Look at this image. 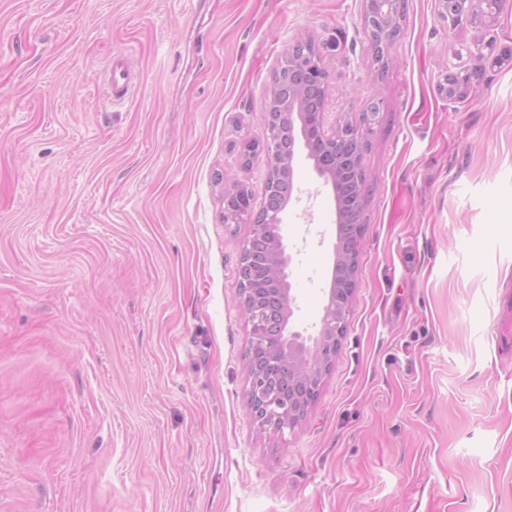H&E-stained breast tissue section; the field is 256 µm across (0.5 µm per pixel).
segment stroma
Returning <instances> with one entry per match:
<instances>
[{
    "mask_svg": "<svg viewBox=\"0 0 512 512\" xmlns=\"http://www.w3.org/2000/svg\"><path fill=\"white\" fill-rule=\"evenodd\" d=\"M362 0H0V512H512V0L491 30L407 0L380 77ZM366 137L341 340L295 431L252 419L238 268L284 51ZM493 49H486V41ZM131 75L120 99L109 68ZM469 96L449 99V75ZM294 324L336 211L297 147Z\"/></svg>",
    "mask_w": 512,
    "mask_h": 512,
    "instance_id": "stroma-1",
    "label": "stroma"
}]
</instances>
